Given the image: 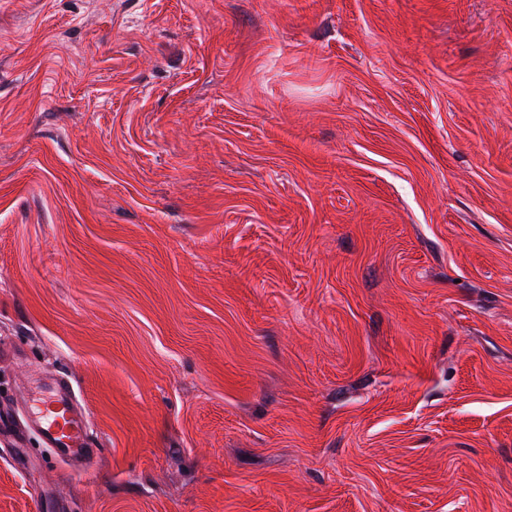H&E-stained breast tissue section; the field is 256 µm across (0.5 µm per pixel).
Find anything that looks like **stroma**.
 Here are the masks:
<instances>
[{
	"mask_svg": "<svg viewBox=\"0 0 512 512\" xmlns=\"http://www.w3.org/2000/svg\"><path fill=\"white\" fill-rule=\"evenodd\" d=\"M0 344V512H512V0H0ZM77 401L73 384L66 379H56L44 391L40 404L34 407L33 421L51 448H57L67 458L88 460L96 448H92L87 439L85 417Z\"/></svg>",
	"mask_w": 512,
	"mask_h": 512,
	"instance_id": "1",
	"label": "stroma"
}]
</instances>
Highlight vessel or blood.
Here are the masks:
<instances>
[{"label":"vessel or blood","instance_id":"1","mask_svg":"<svg viewBox=\"0 0 512 512\" xmlns=\"http://www.w3.org/2000/svg\"><path fill=\"white\" fill-rule=\"evenodd\" d=\"M77 401L70 381L54 380L34 408L33 421L50 447L66 457L87 460L95 450L87 439L86 421Z\"/></svg>","mask_w":512,"mask_h":512}]
</instances>
